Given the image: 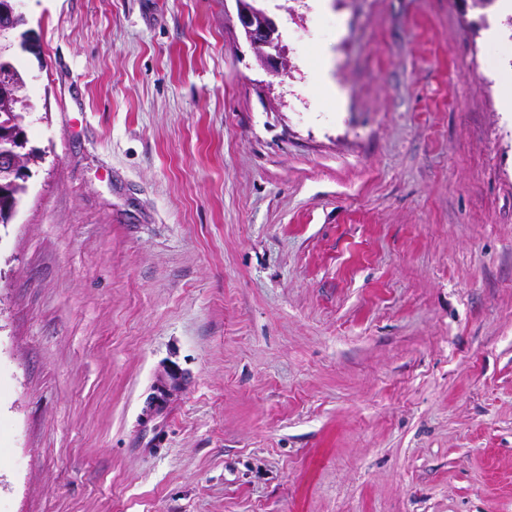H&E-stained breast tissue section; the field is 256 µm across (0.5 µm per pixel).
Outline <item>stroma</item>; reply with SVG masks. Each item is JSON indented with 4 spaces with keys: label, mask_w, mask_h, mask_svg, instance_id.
<instances>
[{
    "label": "stroma",
    "mask_w": 512,
    "mask_h": 512,
    "mask_svg": "<svg viewBox=\"0 0 512 512\" xmlns=\"http://www.w3.org/2000/svg\"><path fill=\"white\" fill-rule=\"evenodd\" d=\"M263 5L280 77L235 0L27 10L0 512H512V40L470 0ZM235 1L237 18L260 66L273 77L282 76L288 70V59L275 19L257 8L252 3L255 0ZM319 83L322 91L336 103V108L341 109L343 106V97L341 91L336 83L332 80L329 67H328V54L323 51L320 72H319ZM170 413L171 411L167 404V398L161 388H159L152 406L144 415V428L150 430L152 433V436L146 445L152 448H144L145 452L151 453L155 451L157 448H153V446L155 447L159 445L164 439L165 431L163 429V421L168 418Z\"/></svg>",
    "instance_id": "35a3bbf8"
}]
</instances>
